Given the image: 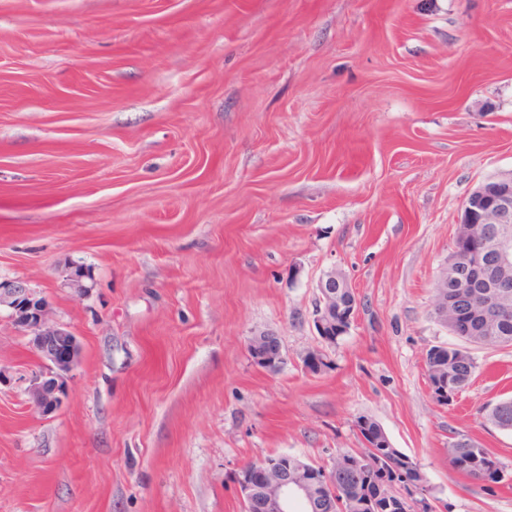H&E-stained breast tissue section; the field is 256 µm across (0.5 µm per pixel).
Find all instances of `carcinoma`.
Here are the masks:
<instances>
[{
    "mask_svg": "<svg viewBox=\"0 0 512 512\" xmlns=\"http://www.w3.org/2000/svg\"><path fill=\"white\" fill-rule=\"evenodd\" d=\"M448 331L459 342L446 348L431 347L426 357L428 385H448V403L468 387L477 369L471 347L512 346V320L489 327L478 319L459 325L448 322ZM488 420L502 431L512 432V398L488 407ZM355 426L370 446L337 457L331 475L336 477V512H428L425 477L407 455L392 447L383 427L373 418L360 416ZM448 463L467 477L492 485L503 480V470L495 454L479 442L453 439L448 442ZM396 485V490L378 486Z\"/></svg>",
    "mask_w": 512,
    "mask_h": 512,
    "instance_id": "cac0c4a2",
    "label": "carcinoma"
}]
</instances>
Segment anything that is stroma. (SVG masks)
I'll list each match as a JSON object with an SVG mask.
<instances>
[{"mask_svg": "<svg viewBox=\"0 0 512 512\" xmlns=\"http://www.w3.org/2000/svg\"><path fill=\"white\" fill-rule=\"evenodd\" d=\"M511 174L512 0H0V278L78 343L41 412L49 367L0 312V512H243L241 466L330 469L362 415L438 512H512V433L482 418L512 346L473 348L448 406L424 365L455 340L431 311L464 203ZM333 269L359 306L327 344ZM459 434L493 490L449 465ZM319 291L320 295L314 311V326L323 342L333 343L327 336L332 333L331 326L336 325L333 326L334 336L331 337L336 338L337 342L348 332L351 325L345 321L343 312H336V297L344 303H351L354 298L357 300L355 292L347 279L337 276L336 270H331L322 277ZM335 312L336 323L331 317V313ZM249 357L259 366L275 370L283 361L280 341L273 334L260 333L252 336L247 345ZM31 382L29 392L32 394L35 405L44 412L56 409L60 401V395L63 393L59 382L54 380V389L50 396L44 391L47 380L40 381L36 376ZM448 463L458 472L475 481L487 483L486 490H492V484L503 480V470L495 454L479 442L467 438L465 443L452 438L447 448Z\"/></svg>", "mask_w": 512, "mask_h": 512, "instance_id": "stroma-1", "label": "stroma"}]
</instances>
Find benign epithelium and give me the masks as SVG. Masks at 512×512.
I'll return each mask as SVG.
<instances>
[{"label":"benign epithelium","instance_id":"benign-epithelium-1","mask_svg":"<svg viewBox=\"0 0 512 512\" xmlns=\"http://www.w3.org/2000/svg\"><path fill=\"white\" fill-rule=\"evenodd\" d=\"M460 224L466 232L458 236L448 264L441 270L442 287L454 279L459 287L469 285L487 289L485 301L477 307L487 322L506 320L512 316L499 308V300L512 292V176L490 178L481 182L469 195ZM493 234L500 244V255L492 264L471 259L468 242H483ZM348 280L327 272L319 283L320 295L314 311V326L322 341L329 343L331 314L336 312V289L349 288ZM10 311L12 321L33 332L32 344L39 356L61 372L72 370L76 357L58 361V346L77 344L75 336L62 327L45 325L42 301L35 292L19 280H0V307ZM247 350L259 366L275 370L283 361L280 341L273 334L260 333L251 337ZM46 382L34 378L30 384L35 405L44 412L57 408L62 389L54 382L52 394L44 391ZM245 512H292L293 502L300 500L306 512H336V485L320 468L288 454L260 456L244 465L235 474Z\"/></svg>","mask_w":512,"mask_h":512}]
</instances>
